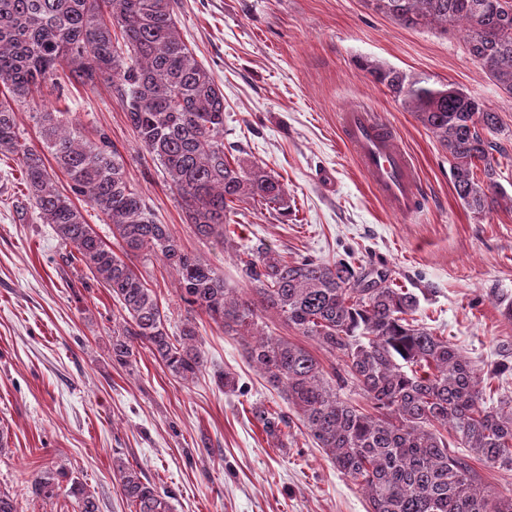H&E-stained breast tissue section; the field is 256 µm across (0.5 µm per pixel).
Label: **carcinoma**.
I'll use <instances>...</instances> for the list:
<instances>
[{
    "mask_svg": "<svg viewBox=\"0 0 512 512\" xmlns=\"http://www.w3.org/2000/svg\"><path fill=\"white\" fill-rule=\"evenodd\" d=\"M366 3L405 28L434 26L446 35L463 27L470 58L512 95V0ZM363 68L448 154L453 188L475 219L497 207L512 210V193L500 182L506 152L490 138L498 113L452 83L434 86L378 64ZM63 79L114 87L139 147L177 191L184 223L197 239L233 251L245 287H230L156 222L107 133L90 134L61 111L30 113L37 144L20 131L15 107ZM0 154L17 157L24 176L18 221L52 225L66 259L81 263L120 306L112 362L126 366L146 347L189 382L204 365L197 318L205 316L244 340L245 358L363 490L367 512H512V495L483 486L471 464L512 467V395L487 405L475 365L415 318L414 292L382 273L371 288L346 260L290 257L261 240L248 246L232 238L239 204L286 217L288 193L265 167L224 151V93L182 39L172 0H0ZM53 167L68 189L55 184ZM78 200L103 215L120 252L86 222ZM152 258L172 274L185 304L176 334L134 264ZM267 314L336 355L341 368L329 372L306 347L266 331ZM350 384L368 407L343 397ZM253 417L280 437L282 415L257 407ZM113 471L130 512H173L172 496L138 465L117 457ZM31 493L44 501L64 494L77 512H100L96 496L64 469L41 477Z\"/></svg>",
    "mask_w": 512,
    "mask_h": 512,
    "instance_id": "1",
    "label": "carcinoma"
}]
</instances>
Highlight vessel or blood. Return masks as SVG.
Returning a JSON list of instances; mask_svg holds the SVG:
<instances>
[{
    "label": "vessel or blood",
    "mask_w": 512,
    "mask_h": 512,
    "mask_svg": "<svg viewBox=\"0 0 512 512\" xmlns=\"http://www.w3.org/2000/svg\"><path fill=\"white\" fill-rule=\"evenodd\" d=\"M339 127L386 207L398 215L414 213L423 201L416 171L378 114L356 107L341 113Z\"/></svg>",
    "instance_id": "vessel-or-blood-1"
}]
</instances>
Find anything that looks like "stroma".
Listing matches in <instances>:
<instances>
[{
	"instance_id": "1",
	"label": "stroma",
	"mask_w": 512,
	"mask_h": 512,
	"mask_svg": "<svg viewBox=\"0 0 512 512\" xmlns=\"http://www.w3.org/2000/svg\"><path fill=\"white\" fill-rule=\"evenodd\" d=\"M178 27L224 93V143L279 176L291 212L244 209L238 242L321 261L346 259L387 273L416 293V317L447 337L493 390L512 394V212L472 218L457 198L448 157L413 113L373 83L372 61L452 83L500 117L496 139L510 157L501 182L512 190V96L502 93L456 31L407 29L365 0H176ZM366 106L397 135L419 174L424 208L389 213L344 144L341 112ZM43 110L73 113L104 129L123 153L131 181L159 223L223 272L239 275L222 245L199 243L183 224L178 195L143 155L122 102L108 84L45 93ZM25 187L12 157L0 154V489L19 512H74L70 499L32 497L33 479L64 469L100 500L102 512H130L113 457L138 464L174 512H367L368 502L313 444L297 415L280 439L252 414L287 412L246 361L240 340L199 325L204 367L188 383L148 349L128 367L108 348L119 307L86 269L62 259L49 225L20 223L13 209ZM233 372L228 391L213 378Z\"/></svg>"
}]
</instances>
